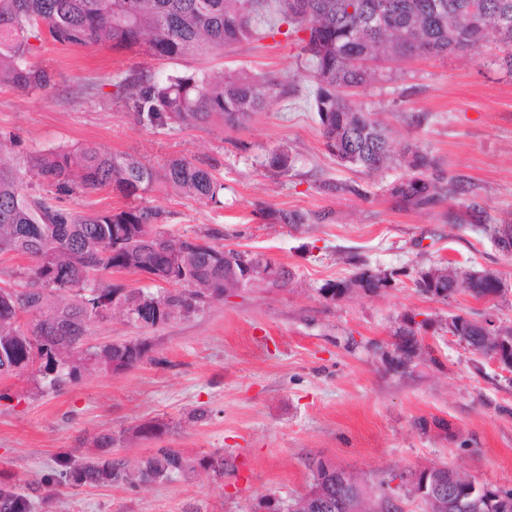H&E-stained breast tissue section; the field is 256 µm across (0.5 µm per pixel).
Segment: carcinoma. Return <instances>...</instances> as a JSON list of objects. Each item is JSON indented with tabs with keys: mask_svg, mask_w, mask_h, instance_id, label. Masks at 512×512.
<instances>
[{
	"mask_svg": "<svg viewBox=\"0 0 512 512\" xmlns=\"http://www.w3.org/2000/svg\"><path fill=\"white\" fill-rule=\"evenodd\" d=\"M263 35L283 34L300 45L303 68L314 83L311 107L324 144L336 161L371 174L393 165L405 173L389 194L404 209L434 207L470 192L448 176L428 151L415 144L397 148L387 130L353 105L352 98L377 80V63L470 55L496 42L506 47L499 65L512 75V0H0V87L31 94L52 87L50 71L29 63L31 40L70 46L107 45L155 60L203 61L224 48L251 39L257 23ZM287 30H281V26ZM117 95L140 124L164 128L196 127L215 119L230 128L285 94L273 78L230 74L213 80L201 70L165 80L137 70L115 82ZM295 158L273 149L265 167L279 174L293 170ZM57 196L77 190L111 188L140 198L159 184L198 200L218 201L224 184L212 166L185 158L158 166L130 154L95 147L53 149L21 157L5 154L0 142V259L24 256L33 261L26 288L0 286V377L27 374L46 390L75 382L89 368L112 372L149 358L146 338L84 347L92 326L114 313L141 328H155L204 311L238 287L232 264L249 253L172 235L159 228L161 210L142 205L92 213L75 212L52 198L27 190L29 181ZM336 195H358L354 182L321 185ZM476 226L488 233L502 254L512 259V224L487 223L485 211L468 205ZM281 224L315 223L313 216L281 210ZM146 270L165 275L167 287L154 292L102 288L99 275ZM399 272L364 271L350 281L318 288L332 301L355 285L374 292L393 288ZM500 282L489 271H450L436 266L413 280L416 291L442 303L460 294L487 298ZM452 334L469 350L493 357L481 320L448 316ZM401 342L420 343L413 318L396 333ZM123 438L107 432L93 439L91 453L59 456L57 467L38 482H25L0 469V512H34L47 489L64 487H141L169 482L195 463L224 476V452L187 459L178 448H151L137 459L118 455Z\"/></svg>",
	"mask_w": 512,
	"mask_h": 512,
	"instance_id": "obj_1",
	"label": "carcinoma"
}]
</instances>
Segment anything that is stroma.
Returning <instances> with one entry per match:
<instances>
[{"label":"stroma","instance_id":"35a3bbf8","mask_svg":"<svg viewBox=\"0 0 512 512\" xmlns=\"http://www.w3.org/2000/svg\"><path fill=\"white\" fill-rule=\"evenodd\" d=\"M299 47L284 36L257 38L205 60L211 73H271L286 93L244 127L214 122L184 129L139 124L114 96L117 76L146 68L166 78L177 65L109 48L48 44L32 63L51 71L48 91L25 95L0 87V139L18 155L94 146L157 164L172 157L210 160L224 184L220 203L167 188L141 202L166 213V230L213 234L225 248L249 251L288 268L281 287L258 282L213 302L203 313L156 328L114 318L91 330L92 344L150 338V357L120 372H83L60 391H40L25 376L0 378V466L40 479L60 454L109 431L123 455L172 446L195 457L224 453V476L199 469L175 481L129 490L59 489L37 512H265L285 505L311 483L309 464L323 458L371 484L417 466L444 465L479 482L512 488V381L474 354L442 324L463 312L493 314L512 326V260L470 222L478 203L491 223L512 212V75L495 45L473 59L456 55L390 64L355 96L398 142L416 143L449 175L468 183V199L428 209H398L387 188L402 168L371 176L329 155ZM281 147L295 158L278 175L262 162ZM353 181L361 195L322 191L325 182ZM278 210L328 213L321 223H277ZM445 264L490 270L505 294L442 303L416 292L413 279ZM405 270L409 278L377 292L356 290L336 300L318 289L364 270ZM425 321L420 333L431 358L400 370L389 360L404 317ZM206 420L189 421L196 409ZM444 421L447 431L420 430ZM163 424L161 438L138 427Z\"/></svg>","mask_w":512,"mask_h":512}]
</instances>
